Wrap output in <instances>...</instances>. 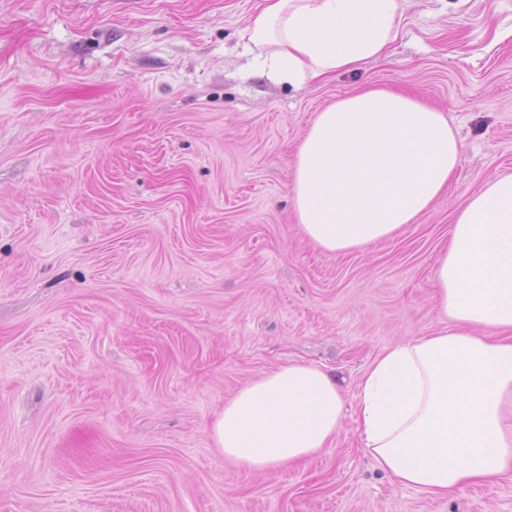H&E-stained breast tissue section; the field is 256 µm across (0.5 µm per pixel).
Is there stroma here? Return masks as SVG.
Returning a JSON list of instances; mask_svg holds the SVG:
<instances>
[{
    "instance_id": "35a3bbf8",
    "label": "stroma",
    "mask_w": 512,
    "mask_h": 512,
    "mask_svg": "<svg viewBox=\"0 0 512 512\" xmlns=\"http://www.w3.org/2000/svg\"><path fill=\"white\" fill-rule=\"evenodd\" d=\"M260 0H0V512H512V475L396 484L353 415L268 473L210 426L301 362L354 407L438 323L456 213L512 173V0H405L387 55L297 86L254 70ZM370 89L448 116L447 189L395 239L329 255L297 227L298 146Z\"/></svg>"
}]
</instances>
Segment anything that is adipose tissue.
I'll list each match as a JSON object with an SVG mask.
<instances>
[{"label": "adipose tissue", "mask_w": 512, "mask_h": 512, "mask_svg": "<svg viewBox=\"0 0 512 512\" xmlns=\"http://www.w3.org/2000/svg\"><path fill=\"white\" fill-rule=\"evenodd\" d=\"M401 0H263L247 27L256 67L298 85L354 72L393 43ZM461 141L446 115L392 90L322 112L295 155L301 234L323 252L395 238L444 191ZM439 322L368 368L354 409L361 445L395 482L433 495L512 474V174L455 216L435 272ZM347 413L329 373L291 364L225 402L211 436L268 472L321 451Z\"/></svg>", "instance_id": "1"}]
</instances>
